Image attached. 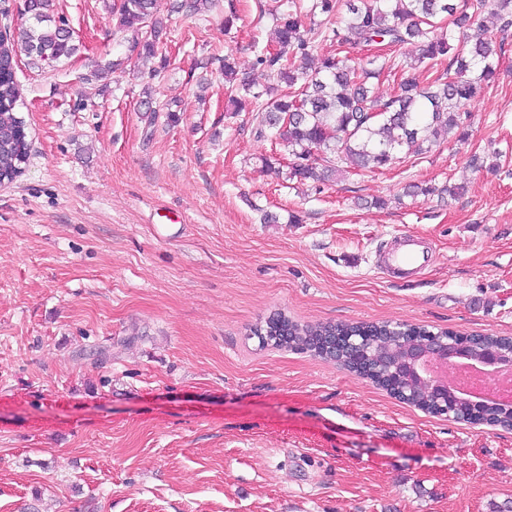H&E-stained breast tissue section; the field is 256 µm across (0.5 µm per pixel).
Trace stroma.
Returning <instances> with one entry per match:
<instances>
[{"instance_id":"obj_1","label":"stroma","mask_w":512,"mask_h":512,"mask_svg":"<svg viewBox=\"0 0 512 512\" xmlns=\"http://www.w3.org/2000/svg\"><path fill=\"white\" fill-rule=\"evenodd\" d=\"M121 3L54 0L78 53L39 68L18 58L30 154L0 185V512H490L512 500V430L428 414L249 333L281 311L512 336V30L485 11L501 69L463 127L317 188L290 179L292 156L257 139L255 113L224 112L226 50L268 83L255 60L274 0L172 15L170 64L149 82L113 27ZM414 182L466 190L402 197ZM402 233L433 258L394 283L380 265Z\"/></svg>"}]
</instances>
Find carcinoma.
<instances>
[{
    "label": "carcinoma",
    "mask_w": 512,
    "mask_h": 512,
    "mask_svg": "<svg viewBox=\"0 0 512 512\" xmlns=\"http://www.w3.org/2000/svg\"><path fill=\"white\" fill-rule=\"evenodd\" d=\"M496 7L501 30L512 28V0H345L337 15L338 0H312L309 11H274V40L260 52L256 64L273 83L255 91L239 77L236 58L226 53L221 66L226 97L224 111L258 113L256 137H273L294 157L291 177L324 184L349 171L385 167L398 155L421 154L439 137L463 123L465 107L485 86L495 81L499 56L486 36L481 16L489 3ZM210 0H175L173 13L198 15ZM30 23L5 28L0 37V184L11 183L23 172L30 143L22 136L26 123L17 115L20 97L15 75V45L22 44L29 64L57 62L77 51L74 33L54 16L53 0H27ZM115 26L131 32L132 50L144 60L168 59L161 52L168 25L158 0H122ZM319 41L343 45H383L391 54H375L359 64L339 53L319 59L313 71L295 66L307 58ZM415 44L418 53L405 52ZM427 72L429 81L419 75ZM390 73L399 76L398 88L387 97L373 94L371 80ZM291 92L277 96L275 85ZM335 158H329V155ZM460 195L461 187L409 184L410 197L429 194ZM261 347L310 352L369 378L405 403L437 413L427 385L398 382L389 387V365L418 347L433 332L411 324L319 323L301 325L275 312L250 329ZM338 333L351 336L357 346L326 354L318 342ZM487 344L512 346L511 336L472 337L471 356ZM489 419L512 427V407L494 401L484 405Z\"/></svg>",
    "instance_id": "cac0c4a2"
}]
</instances>
